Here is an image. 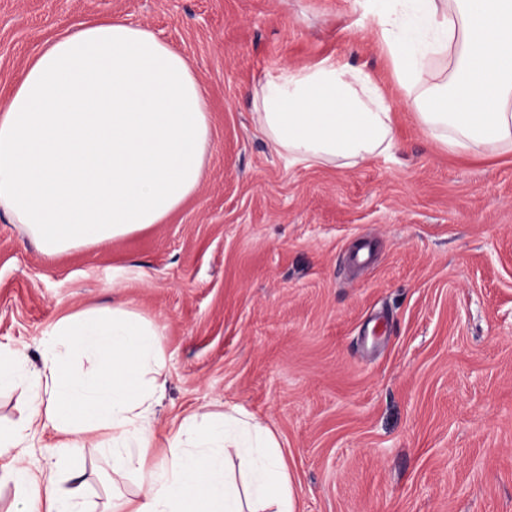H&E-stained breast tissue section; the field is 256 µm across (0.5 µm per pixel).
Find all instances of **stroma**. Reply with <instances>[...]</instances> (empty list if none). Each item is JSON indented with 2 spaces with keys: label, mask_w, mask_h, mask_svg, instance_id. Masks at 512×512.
I'll use <instances>...</instances> for the list:
<instances>
[{
  "label": "stroma",
  "mask_w": 512,
  "mask_h": 512,
  "mask_svg": "<svg viewBox=\"0 0 512 512\" xmlns=\"http://www.w3.org/2000/svg\"><path fill=\"white\" fill-rule=\"evenodd\" d=\"M378 0H0V95L48 41L121 16L207 90L197 191L161 224L41 254L0 214V342L40 361L63 316L122 302L159 326L158 445L236 406L275 430L300 512H512V153L427 137L374 35ZM360 67L397 146L352 167H287L251 91L321 61ZM375 248L355 268L349 252ZM106 512L140 492L84 449Z\"/></svg>",
  "instance_id": "stroma-1"
}]
</instances>
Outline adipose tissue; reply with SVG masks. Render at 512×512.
<instances>
[{
  "instance_id": "1",
  "label": "adipose tissue",
  "mask_w": 512,
  "mask_h": 512,
  "mask_svg": "<svg viewBox=\"0 0 512 512\" xmlns=\"http://www.w3.org/2000/svg\"><path fill=\"white\" fill-rule=\"evenodd\" d=\"M379 34L429 137L512 151V0H395ZM252 110L290 167L352 166L395 146L392 107L359 68L281 73L253 90ZM210 133L206 89L181 53L125 19L87 23L46 45L0 100V213L48 257L164 223L197 190ZM159 336L118 303L61 318L40 369L0 343V390L32 393L22 423L0 432V475L23 484L21 512H96L61 491L58 470L25 464L48 431L70 472L72 449L90 446L111 449L114 473L140 475V496L112 512H298L277 434L240 408L192 413L157 448ZM78 350L93 374L59 375Z\"/></svg>"
}]
</instances>
